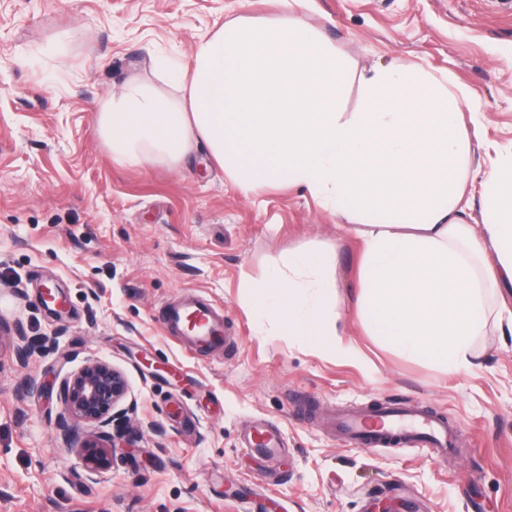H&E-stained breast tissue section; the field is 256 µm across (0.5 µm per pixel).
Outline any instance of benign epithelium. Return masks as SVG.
Returning <instances> with one entry per match:
<instances>
[{
  "instance_id": "7a95c632",
  "label": "benign epithelium",
  "mask_w": 512,
  "mask_h": 512,
  "mask_svg": "<svg viewBox=\"0 0 512 512\" xmlns=\"http://www.w3.org/2000/svg\"><path fill=\"white\" fill-rule=\"evenodd\" d=\"M18 340L16 356L24 362L39 345L21 330ZM58 393L61 402L58 427L62 440L78 452L87 469L100 470L112 465L114 445L109 429L127 426L128 409L122 407L128 394L124 373L107 362H91L65 380ZM78 424L96 427L99 435L79 434L75 429Z\"/></svg>"
}]
</instances>
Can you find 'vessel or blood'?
<instances>
[{
	"mask_svg": "<svg viewBox=\"0 0 512 512\" xmlns=\"http://www.w3.org/2000/svg\"><path fill=\"white\" fill-rule=\"evenodd\" d=\"M159 320L171 334L177 335L186 350L196 353H217L224 349V314L206 297L194 294L167 304ZM339 426L344 435L367 447L391 443L406 446H429L444 453L459 440V433L441 418L410 405L379 407L341 417ZM252 450L273 457L280 443L275 432L256 427L246 437Z\"/></svg>",
	"mask_w": 512,
	"mask_h": 512,
	"instance_id": "vessel-or-blood-1",
	"label": "vessel or blood"
}]
</instances>
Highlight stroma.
Returning <instances> with one entry per match:
<instances>
[{
    "label": "stroma",
    "instance_id": "obj_1",
    "mask_svg": "<svg viewBox=\"0 0 512 512\" xmlns=\"http://www.w3.org/2000/svg\"><path fill=\"white\" fill-rule=\"evenodd\" d=\"M290 15L354 72L418 63L468 88L472 168L512 151V0H0V512H512L511 333L487 325L460 374L383 347L357 318L362 241L345 217L299 188L244 195L202 151L116 165L98 132L100 99L130 77L171 94L159 59L188 60L230 19ZM296 250L329 253L348 358L243 301V278ZM188 294L221 308L228 350L191 355L162 327L158 310ZM19 325L40 344L24 363ZM94 360L126 376L131 445L92 473L44 386ZM386 402L446 418L459 448L367 449L328 426ZM263 423L273 459L244 446Z\"/></svg>",
    "mask_w": 512,
    "mask_h": 512
}]
</instances>
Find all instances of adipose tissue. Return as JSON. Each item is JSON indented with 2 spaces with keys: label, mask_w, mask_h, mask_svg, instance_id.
Listing matches in <instances>:
<instances>
[{
  "label": "adipose tissue",
  "mask_w": 512,
  "mask_h": 512,
  "mask_svg": "<svg viewBox=\"0 0 512 512\" xmlns=\"http://www.w3.org/2000/svg\"><path fill=\"white\" fill-rule=\"evenodd\" d=\"M156 70L171 94L133 78L98 105L113 163L157 157L178 166L204 145L244 194L282 182L306 189L363 239L356 305L369 334L451 373L475 366L488 304L512 287V152L483 176L484 224L475 228L462 204L466 87L393 62L354 74L294 18L232 19L200 37L188 61L163 59ZM352 80L360 100L351 109ZM246 287L248 303L287 321L289 335L349 354L320 256L291 253Z\"/></svg>",
  "instance_id": "ef3b65f1"
}]
</instances>
